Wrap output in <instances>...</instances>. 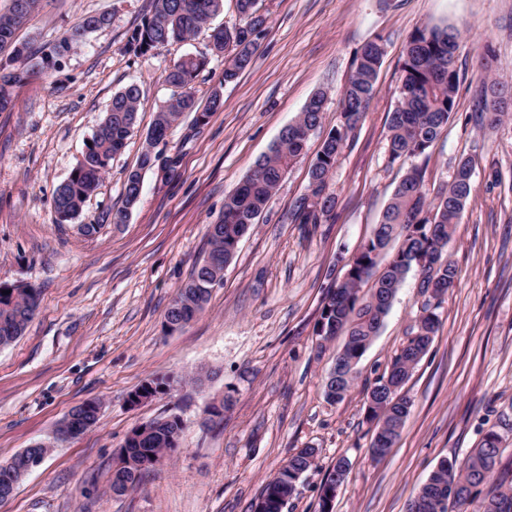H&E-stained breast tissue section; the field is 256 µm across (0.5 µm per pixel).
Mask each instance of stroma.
I'll return each instance as SVG.
<instances>
[{
  "instance_id": "obj_1",
  "label": "stroma",
  "mask_w": 512,
  "mask_h": 512,
  "mask_svg": "<svg viewBox=\"0 0 512 512\" xmlns=\"http://www.w3.org/2000/svg\"><path fill=\"white\" fill-rule=\"evenodd\" d=\"M269 31L252 67L223 82L210 60L196 85L220 89L224 106L206 124L187 112L160 146L179 157V175H143L137 206L123 224L95 239L76 232L105 208L123 207L125 174L172 89L164 70L207 51L206 34L125 54L129 31L148 0H38L17 32L49 41L86 13L106 11L110 28L89 36L59 71L17 87L0 112V282L40 288L41 303L23 335L0 348V463L40 442L44 461L19 483L0 512H252L262 486L292 449H319L284 512H318L319 488L338 457L351 469L332 512H407L444 458L465 456L483 430L512 420V121L478 123L473 94L483 76L512 89V0H264ZM441 21L462 36L454 114L433 147L429 188L448 183L458 160L475 162L474 191L448 252L458 278L439 310L433 342L403 388L412 403L393 448L370 455L364 387L386 372L406 340L421 299L409 273L378 336L359 362L345 400H325L323 385L343 336L319 342L314 325L337 254L352 256L370 236L400 172L387 158V121L399 95L401 56L418 28ZM381 36L386 55L375 94L333 176L336 207L323 224H293L288 211L309 183L321 144L292 167L213 289L205 311L173 333L165 310L206 249L208 224L224 197L266 154L311 95L326 93L334 124L354 59ZM138 84V123L76 223L54 221L53 193L79 162L112 96ZM201 370L205 387L184 386L174 399L130 407V390L155 374ZM231 396L222 423L207 408ZM97 401L95 428L59 441L60 421ZM177 404L185 421L173 457L140 488L116 496L112 462L136 424Z\"/></svg>"
}]
</instances>
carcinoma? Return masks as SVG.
Masks as SVG:
<instances>
[{"label":"carcinoma","instance_id":"cac0c4a2","mask_svg":"<svg viewBox=\"0 0 512 512\" xmlns=\"http://www.w3.org/2000/svg\"><path fill=\"white\" fill-rule=\"evenodd\" d=\"M38 0H25L26 10L16 11V0L0 12V112L12 102L13 89L33 77L61 69V61L88 37L106 31L111 25L107 12L84 15L64 35L39 46L15 44L16 31L34 11ZM224 6V0H149V10L140 24L129 33L126 53L135 57L152 54L156 49L192 39L209 28L211 20ZM238 23L231 28H215L210 34V54L224 60V81L236 79L249 69L260 41L268 29V14L261 0H234ZM459 30L452 25H426L409 37L401 62V85L397 104L389 114L387 126L388 161L406 166L381 218L370 237L350 259L338 254L336 261L349 271L345 281L333 282L326 291L315 335L327 341L344 334L347 340L339 352L346 362L359 363L374 336L378 335L385 316L406 282L411 270H416V288L421 295L430 286L441 294L453 287L458 271L448 257V242L454 227L471 197L473 165L468 158L458 162L452 180L432 192L426 183V166L407 165L415 157L430 158L429 149L440 138L454 112L459 85L456 52ZM384 48L381 39L367 40L356 57L354 70L344 87L339 102L336 123L324 129L325 93L316 92L297 118L280 133L269 153L261 157L252 171L224 197L220 219L209 225L208 250L192 267L187 280L177 289L165 310L163 326L179 319L194 320L201 314L217 281H224V268L233 259L240 243L239 236L247 225L258 223L268 201L278 190L288 170L304 153L312 134L322 132V143L309 170L306 193L290 207L293 224H322L336 205L331 179L336 163L355 137L373 98ZM206 59L188 57L165 70V82L174 93L156 113L147 131L145 146L138 168L130 171L124 185V209L102 211L92 224H84L79 234L87 239L97 237L114 223L124 221L138 203L142 172L152 168L158 159L155 148L168 137L174 123L185 112L196 113V123L204 124L210 113L223 106L220 93L214 90L204 106H199L195 80L205 67ZM141 90L130 84L112 96L105 116L90 138L83 159L70 176L60 184L53 196L55 223L67 224L78 216L83 206L98 193L114 157L125 147L137 123ZM476 118L489 126L499 125L512 114V93L495 81L484 80L475 105ZM400 241L397 251L379 274L374 272L380 255L394 241ZM373 281L370 293L361 290ZM9 294L3 295L1 291ZM41 291L32 286L0 283V348L20 337L40 306ZM440 305L426 301L410 327L407 340L391 359L396 367L394 377L406 383L412 367L409 363L415 351H428L440 323ZM391 415L384 424L376 410L366 406V421L376 422L371 448L381 447L383 425L399 428L410 412V400L397 392ZM171 420L148 432L130 445L131 464L120 480H110L115 495L136 490L144 477L165 457L179 448L185 423L175 411ZM512 432V424L500 423L487 429L477 446L465 459L439 461L418 495L409 503L407 512H512V460L503 461L504 434ZM317 449L297 448L279 473L263 486L253 512H282L280 505L296 491L298 474L312 469ZM24 466L21 453L14 454L7 464H0V493L18 478ZM349 464L346 458L336 460L322 482L319 512H330V490L341 485Z\"/></svg>","mask_w":512,"mask_h":512}]
</instances>
